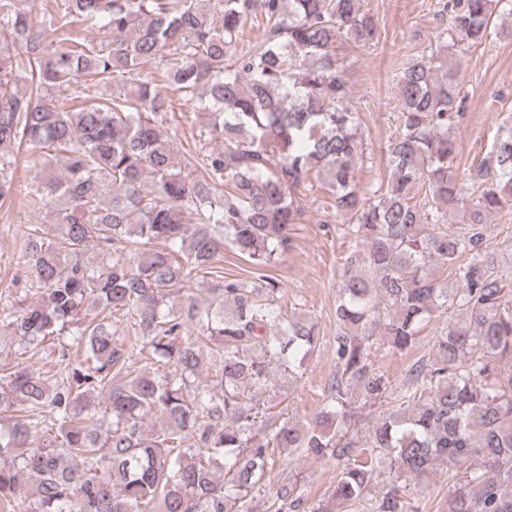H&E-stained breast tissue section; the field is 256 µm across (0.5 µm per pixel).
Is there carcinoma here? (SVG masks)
Instances as JSON below:
<instances>
[{"label":"carcinoma","mask_w":512,"mask_h":512,"mask_svg":"<svg viewBox=\"0 0 512 512\" xmlns=\"http://www.w3.org/2000/svg\"><path fill=\"white\" fill-rule=\"evenodd\" d=\"M504 14L512 0H437L438 33L397 75L390 176L361 188L360 118L336 44L378 42L362 0H51L38 12L0 0V146L48 150L50 172L28 194L53 208V232L24 246L33 297L0 307V343L20 355L0 368L8 512H418L439 467L454 480L441 512H512V263L488 234L512 208V126L468 187L448 173L465 121L450 51L482 44ZM253 15L267 33L235 57ZM77 24L98 38H74ZM164 86L208 117L221 147L179 152ZM61 88L73 91L64 109L50 99ZM14 164L0 155V200ZM314 174L349 219L351 249L334 371L305 425L271 393L321 338L311 319L285 316L266 269L292 247ZM227 249L250 276L224 275ZM192 279L209 285L207 304L183 295ZM434 318L429 353L393 382L380 352L413 350ZM387 400L365 425L362 408ZM285 449L336 461L331 496L308 501L296 478L270 484Z\"/></svg>","instance_id":"obj_1"}]
</instances>
